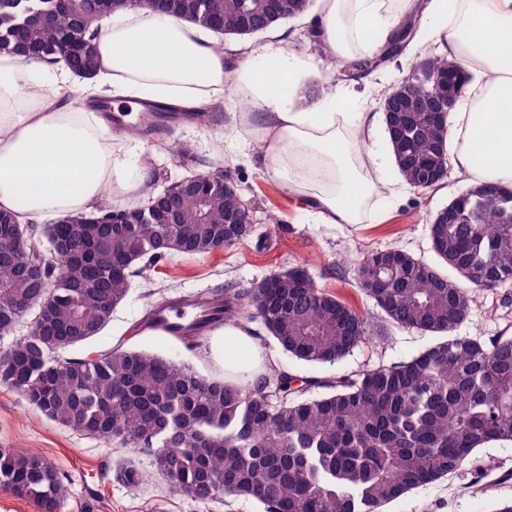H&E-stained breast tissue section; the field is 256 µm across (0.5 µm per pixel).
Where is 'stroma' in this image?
<instances>
[{
    "mask_svg": "<svg viewBox=\"0 0 512 512\" xmlns=\"http://www.w3.org/2000/svg\"><path fill=\"white\" fill-rule=\"evenodd\" d=\"M280 28L289 36V52L313 70L306 86L315 88L320 75L328 73L318 40L297 17L281 23ZM445 53L444 41L429 35L415 38L402 56L374 71L372 84L353 83L351 75L340 70L328 74L333 86H355L370 105L377 107L382 92L408 75L410 61ZM232 111L244 119L249 109L230 103L215 108L207 125H174L172 136L189 147L188 155L176 160L165 149L148 143L137 162L147 167L153 193L199 172H219L229 177L249 210L259 239L200 258L170 256L160 260L145 276L132 279L108 326L95 339L69 348L68 356L82 358L120 343L168 355L203 375L217 376L224 372L220 337L207 336L188 350L172 338L144 330L151 299L201 295L222 287L243 293L273 274L302 265L320 289L371 318L379 311L353 279L357 259L376 250L399 248L435 263L429 224L439 210L469 188L468 178L452 169L433 189L403 185L393 204L372 198L361 223L320 224L313 215L299 209L288 189L268 172L260 155L233 142L227 127ZM272 213L280 216V223H269ZM248 328L268 360V369H285L302 377H332L397 364L438 340L432 333L389 324L383 338L359 346L336 365L321 366L289 357L260 322H251ZM457 332L486 340L504 332L512 335V286L477 293ZM0 448L42 455L64 475L68 497L60 512H265L263 504L234 496L199 504L166 478L151 472V452L146 448L135 452L133 458L149 470L150 477L139 490L129 491L112 476V463L123 456V449L107 440L60 428L4 383H0ZM478 467L496 476L511 473L512 444L495 443L475 449L457 475L412 490L385 506L384 512H495L497 501L512 498V481L486 494H473L469 484Z\"/></svg>",
    "mask_w": 512,
    "mask_h": 512,
    "instance_id": "1",
    "label": "stroma"
}]
</instances>
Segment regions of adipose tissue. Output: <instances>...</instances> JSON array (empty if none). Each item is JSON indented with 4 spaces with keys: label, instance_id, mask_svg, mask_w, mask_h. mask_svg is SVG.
I'll return each mask as SVG.
<instances>
[{
    "label": "adipose tissue",
    "instance_id": "obj_1",
    "mask_svg": "<svg viewBox=\"0 0 512 512\" xmlns=\"http://www.w3.org/2000/svg\"><path fill=\"white\" fill-rule=\"evenodd\" d=\"M303 24L329 61L353 67L391 41L415 0H321ZM424 18L461 58L474 90L448 115V156L475 183L512 188V0H428ZM278 34L265 52L231 65L214 34L169 13L116 11L96 38L99 63L80 97L62 99L72 78L62 64L0 58V209L38 222L89 212L106 189L138 192L146 168L132 166L137 138L89 111V99L151 100L197 109L225 96L232 84L249 101L268 140L256 147L275 177L297 195L300 209L324 224H357L367 201L396 196L386 177L389 154L378 148L382 113L329 90L304 102V60ZM350 111H342L343 103ZM224 377L255 382L263 357L241 326L224 324Z\"/></svg>",
    "mask_w": 512,
    "mask_h": 512
}]
</instances>
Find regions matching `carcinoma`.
Listing matches in <instances>:
<instances>
[{
  "label": "carcinoma",
  "instance_id": "carcinoma-1",
  "mask_svg": "<svg viewBox=\"0 0 512 512\" xmlns=\"http://www.w3.org/2000/svg\"><path fill=\"white\" fill-rule=\"evenodd\" d=\"M308 0H0V56L62 61L80 78L96 73L92 34L108 15L128 7L164 9L179 19L226 35L268 30L307 8ZM421 12L406 17L398 38L368 59L373 71L406 50ZM417 69L463 70L446 56ZM464 76L443 91L434 82L392 88L382 103L399 100L400 137L390 136L393 164L411 187L442 183L448 154V97L459 100ZM140 133L182 156L170 129L154 112ZM207 198L178 189L175 209L158 204L101 206L57 218L59 257L49 294L41 288L47 247L27 237L12 212L0 210V335L32 316L26 335L0 352V382L18 391L59 426L112 441L132 453L152 449V469L199 503L224 495L253 499L267 512H382L410 491L458 473L469 455L490 443H512V336L488 341L455 333L473 292L512 282V190L468 188V204L453 221L439 210L429 224L440 265L401 249L373 251L356 264L361 290L402 327L445 338L411 359L329 379L274 370L254 386L203 376L170 357L121 344L93 357L55 356L98 336L122 303L131 279L170 256L172 244L187 257L230 249L256 234L232 182L209 174ZM126 224H106L112 212ZM495 226L494 232L487 225ZM447 267L448 271L441 270ZM239 297L217 292L222 323L258 319L290 357L333 366L373 339L367 318L319 289L303 266L274 274ZM326 392L310 395L311 388ZM114 478L138 488L146 472L130 456L113 464ZM0 487L60 512L68 495L63 477L42 456L0 448Z\"/></svg>",
  "mask_w": 512,
  "mask_h": 512
}]
</instances>
